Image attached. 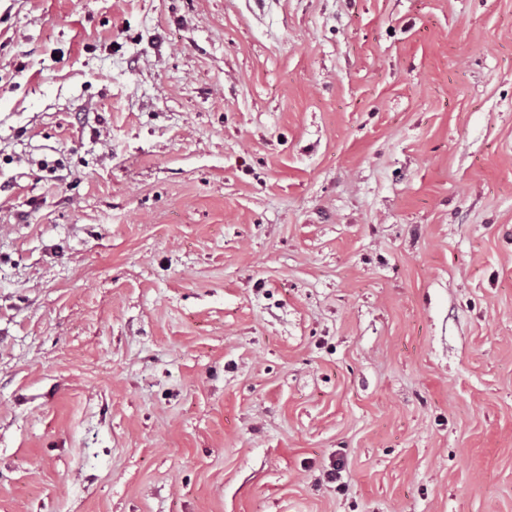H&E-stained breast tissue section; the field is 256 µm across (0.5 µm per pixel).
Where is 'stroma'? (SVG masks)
<instances>
[{
	"label": "stroma",
	"mask_w": 512,
	"mask_h": 512,
	"mask_svg": "<svg viewBox=\"0 0 512 512\" xmlns=\"http://www.w3.org/2000/svg\"><path fill=\"white\" fill-rule=\"evenodd\" d=\"M0 512H512V0H0Z\"/></svg>",
	"instance_id": "stroma-1"
}]
</instances>
